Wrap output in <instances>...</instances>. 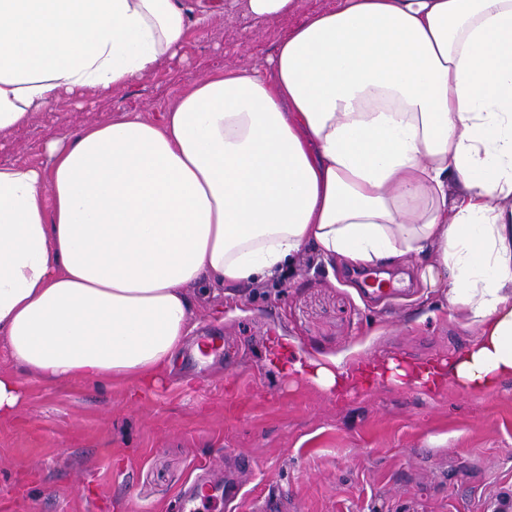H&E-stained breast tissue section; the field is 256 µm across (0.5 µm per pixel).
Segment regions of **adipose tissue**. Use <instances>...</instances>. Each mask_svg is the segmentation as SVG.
Here are the masks:
<instances>
[{"instance_id": "1", "label": "adipose tissue", "mask_w": 512, "mask_h": 512, "mask_svg": "<svg viewBox=\"0 0 512 512\" xmlns=\"http://www.w3.org/2000/svg\"><path fill=\"white\" fill-rule=\"evenodd\" d=\"M207 15L202 0H0V135L135 83ZM47 149L42 166L0 163V336L29 375L138 398L195 328L190 289L261 288L313 253L413 261L472 328L403 381L512 380V0H337L267 66L213 70L156 118L119 111ZM279 353L325 391L383 375L291 338Z\"/></svg>"}]
</instances>
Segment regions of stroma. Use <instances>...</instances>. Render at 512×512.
Returning <instances> with one entry per match:
<instances>
[{"mask_svg": "<svg viewBox=\"0 0 512 512\" xmlns=\"http://www.w3.org/2000/svg\"><path fill=\"white\" fill-rule=\"evenodd\" d=\"M203 2L214 13L176 58L110 96L37 113L0 137V163L47 162L46 143L85 123L119 110L150 118L192 77L262 66L282 34L335 0H300L298 13L263 20ZM356 269L307 256L262 288L193 289L195 333L219 337L222 351L195 371L176 362L134 402L120 385L45 383L0 337V373L23 383L17 412L0 419V512H182L181 494L223 483L241 453L255 471L236 512L270 489L297 512H512V381L477 395L379 379L336 396L267 363L281 336L344 364L438 361L467 347L471 330L438 296L417 306L412 263L388 268L396 288L379 296Z\"/></svg>", "mask_w": 512, "mask_h": 512, "instance_id": "obj_1", "label": "stroma"}]
</instances>
